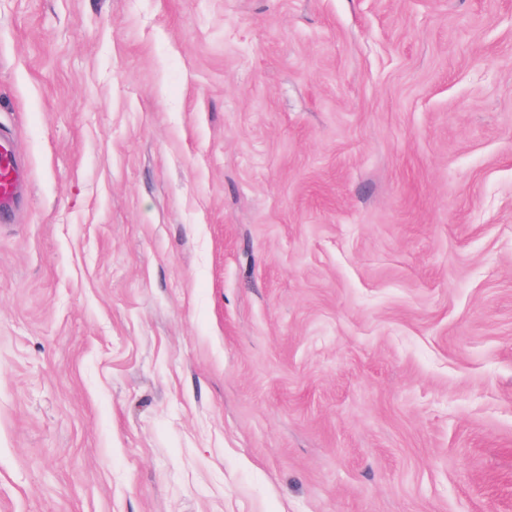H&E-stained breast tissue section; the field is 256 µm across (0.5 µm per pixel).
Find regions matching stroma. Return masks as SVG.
Segmentation results:
<instances>
[{"label":"stroma","instance_id":"obj_1","mask_svg":"<svg viewBox=\"0 0 512 512\" xmlns=\"http://www.w3.org/2000/svg\"><path fill=\"white\" fill-rule=\"evenodd\" d=\"M0 512H512V0H0ZM23 180L12 141L0 136V215H7L14 208Z\"/></svg>","mask_w":512,"mask_h":512}]
</instances>
